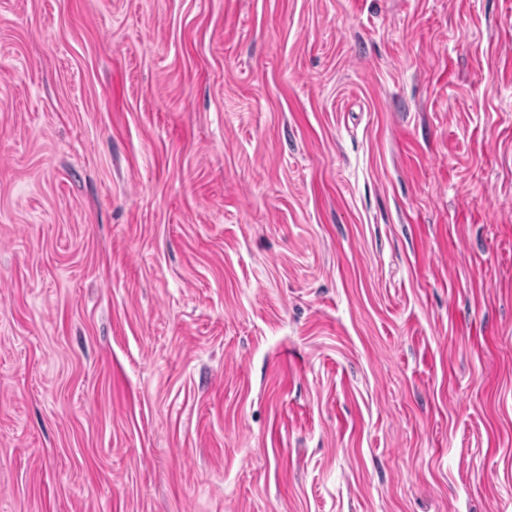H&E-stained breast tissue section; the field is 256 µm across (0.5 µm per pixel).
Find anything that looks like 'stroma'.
I'll return each mask as SVG.
<instances>
[{
	"label": "stroma",
	"mask_w": 512,
	"mask_h": 512,
	"mask_svg": "<svg viewBox=\"0 0 512 512\" xmlns=\"http://www.w3.org/2000/svg\"><path fill=\"white\" fill-rule=\"evenodd\" d=\"M0 512H512V0H0Z\"/></svg>",
	"instance_id": "stroma-1"
}]
</instances>
